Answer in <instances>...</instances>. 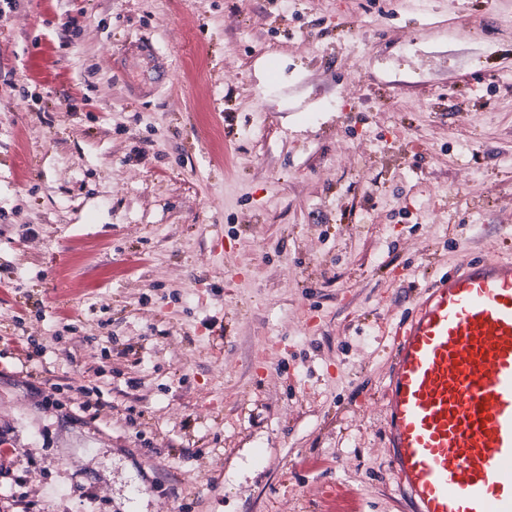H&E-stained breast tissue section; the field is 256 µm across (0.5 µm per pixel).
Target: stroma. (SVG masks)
<instances>
[{"instance_id": "obj_1", "label": "stroma", "mask_w": 512, "mask_h": 512, "mask_svg": "<svg viewBox=\"0 0 512 512\" xmlns=\"http://www.w3.org/2000/svg\"><path fill=\"white\" fill-rule=\"evenodd\" d=\"M142 35L174 79L133 99L147 65L114 55ZM473 257L512 258V0H17L0 498L404 512L390 334Z\"/></svg>"}]
</instances>
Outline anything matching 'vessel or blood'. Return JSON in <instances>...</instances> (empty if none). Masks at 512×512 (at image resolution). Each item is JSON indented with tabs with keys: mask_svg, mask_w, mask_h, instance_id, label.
Segmentation results:
<instances>
[{
	"mask_svg": "<svg viewBox=\"0 0 512 512\" xmlns=\"http://www.w3.org/2000/svg\"><path fill=\"white\" fill-rule=\"evenodd\" d=\"M140 98L173 77L154 42ZM385 432L412 512H512V259L472 258L431 279L396 331Z\"/></svg>",
	"mask_w": 512,
	"mask_h": 512,
	"instance_id": "obj_1",
	"label": "vessel or blood"
}]
</instances>
